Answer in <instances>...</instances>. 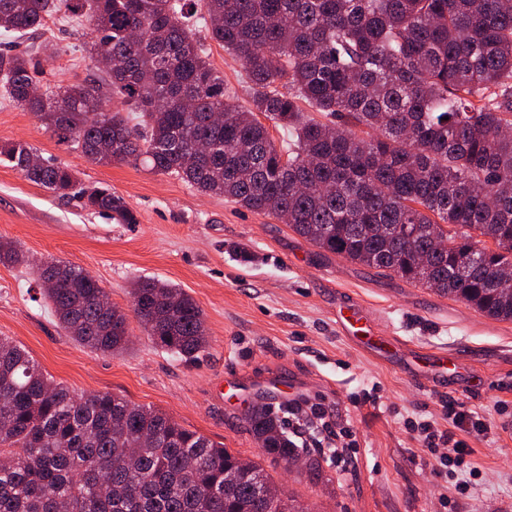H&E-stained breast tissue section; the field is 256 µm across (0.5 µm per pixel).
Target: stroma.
I'll return each instance as SVG.
<instances>
[{
    "label": "stroma",
    "instance_id": "1",
    "mask_svg": "<svg viewBox=\"0 0 512 512\" xmlns=\"http://www.w3.org/2000/svg\"><path fill=\"white\" fill-rule=\"evenodd\" d=\"M208 60L224 88L247 101L242 65L209 40ZM95 35L82 21L48 18L16 37L0 28V49L17 45L44 73V85L83 82L100 73L87 51ZM28 143L46 162L78 173L60 197L0 162V240L13 241L24 265L0 264V338L26 349L41 370L77 392L113 393L166 413L187 429L262 465L308 512H512V322L499 321L393 273L320 251L275 217L205 195L183 180L128 163H88L34 115L0 95V143ZM112 188L135 213L124 224L86 210L80 188ZM59 260L95 276L113 306L128 313L131 342L119 355L76 344L43 300L36 265ZM183 288L203 312L209 346L194 361L156 346L133 316L141 277ZM369 332L343 322L349 306ZM448 369L430 371L436 359ZM236 373L244 391L224 385ZM276 375L278 389L251 384ZM323 402L350 422L361 448L345 462L321 461L310 477V448L284 468L263 455L243 416L254 403ZM483 416L486 434L467 436L468 467L439 477L434 458L404 428L408 418L445 427L443 404Z\"/></svg>",
    "mask_w": 512,
    "mask_h": 512
}]
</instances>
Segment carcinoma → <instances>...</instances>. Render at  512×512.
I'll return each mask as SVG.
<instances>
[{"label":"carcinoma","mask_w":512,"mask_h":512,"mask_svg":"<svg viewBox=\"0 0 512 512\" xmlns=\"http://www.w3.org/2000/svg\"><path fill=\"white\" fill-rule=\"evenodd\" d=\"M61 14L97 32L108 85L139 112L102 107L94 82L34 97L40 66L0 54V91L97 165L174 175L288 227L324 252L388 270L512 322V0H0V28L27 33ZM245 71L248 104L224 90L192 26ZM318 112L320 121L306 112ZM223 121H210L213 113ZM264 116L288 130L277 148ZM24 142L0 144L23 178L58 196L64 165L33 166ZM83 207L137 223L105 187ZM493 241L495 248L484 245ZM25 255L0 241V263ZM60 327L104 354L126 350L127 318L104 311L84 268L43 263ZM134 312L156 345L193 361L203 313L173 284L144 278ZM265 454L289 467L284 421L244 415ZM270 475L162 411L111 393L79 395L0 338V512H305L262 488Z\"/></svg>","instance_id":"obj_1"}]
</instances>
